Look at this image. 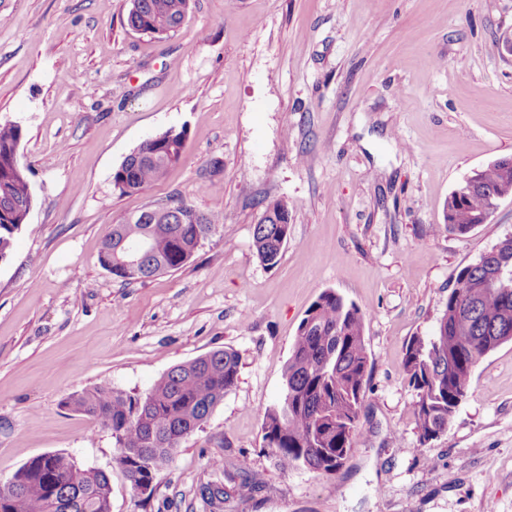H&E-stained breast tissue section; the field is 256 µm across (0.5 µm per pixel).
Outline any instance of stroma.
<instances>
[{
  "instance_id": "35a3bbf8",
  "label": "stroma",
  "mask_w": 512,
  "mask_h": 512,
  "mask_svg": "<svg viewBox=\"0 0 512 512\" xmlns=\"http://www.w3.org/2000/svg\"><path fill=\"white\" fill-rule=\"evenodd\" d=\"M130 0H0V122L19 124L33 204L0 261V482L63 453L104 470L112 512H212L201 491L257 490L224 512H512V342L475 368L427 447L402 347L432 331L459 270L512 235V195L450 232L444 205L512 156V0H191L176 35L128 28ZM185 130L183 159L123 193L140 144ZM169 199L223 215L179 270L124 283L100 263L113 224ZM291 208L276 266L254 227ZM366 313L372 364L335 474L265 448L297 328L321 292ZM234 350L238 381L182 440L149 499L110 431L63 407L97 386L148 390Z\"/></svg>"
}]
</instances>
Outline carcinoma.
<instances>
[{
  "label": "carcinoma",
  "instance_id": "1",
  "mask_svg": "<svg viewBox=\"0 0 512 512\" xmlns=\"http://www.w3.org/2000/svg\"><path fill=\"white\" fill-rule=\"evenodd\" d=\"M190 0H131L127 25L151 36L177 33ZM23 136L20 125L0 123V260L7 258L18 220L33 202L28 178L13 149ZM185 131L167 130L136 148L114 173L120 192L138 191L159 181L183 158ZM512 191V157L482 169L446 202L448 230L464 235L479 223L490 199ZM184 202L182 219L152 222L148 210L133 224H114L105 238L100 263L115 278L131 283L182 268L200 243L223 225L219 214L205 213ZM288 204H267L254 227L259 259L279 262L288 225L274 223ZM147 243L138 270L127 272L121 260L125 245ZM512 340V236L496 243L463 267L457 286L434 330L415 335L403 346L404 365L416 396L415 420L419 445L426 447L448 429L456 409L467 397L478 363ZM238 355L215 349L178 364L143 394L95 387L73 394L63 405L111 431L116 464L139 495L150 497L155 481L171 462L180 441L201 428L224 395L236 384ZM370 357L365 339V313L334 291H324L299 323L283 373L278 405L266 410L264 440L284 468L301 466L332 475L350 451L365 388ZM8 492L0 512H112L110 476L84 468L70 456H36L0 485Z\"/></svg>",
  "mask_w": 512,
  "mask_h": 512
}]
</instances>
